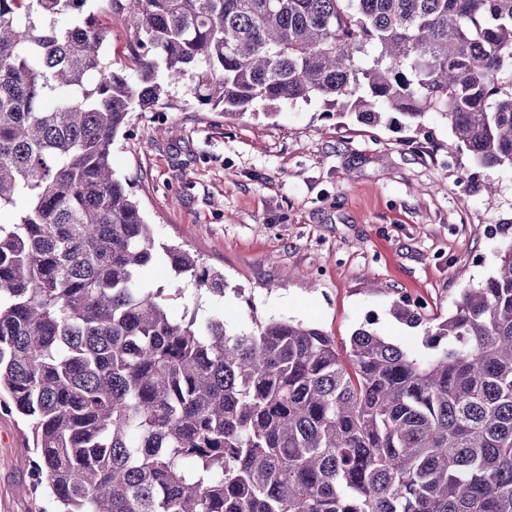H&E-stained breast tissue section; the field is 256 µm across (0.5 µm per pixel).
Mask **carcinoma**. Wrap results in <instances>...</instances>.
I'll list each match as a JSON object with an SVG mask.
<instances>
[{
	"label": "carcinoma",
	"mask_w": 512,
	"mask_h": 512,
	"mask_svg": "<svg viewBox=\"0 0 512 512\" xmlns=\"http://www.w3.org/2000/svg\"><path fill=\"white\" fill-rule=\"evenodd\" d=\"M186 78L227 118L314 102L419 135L437 115L441 150L512 169V0H0V409L32 429L30 492L54 512H512V249L443 320L394 303L431 323L427 355L174 320L149 265L219 297L224 272L158 254L112 145ZM104 22L111 27L112 66L122 67L128 61L130 34L118 17L112 18V22Z\"/></svg>",
	"instance_id": "1"
}]
</instances>
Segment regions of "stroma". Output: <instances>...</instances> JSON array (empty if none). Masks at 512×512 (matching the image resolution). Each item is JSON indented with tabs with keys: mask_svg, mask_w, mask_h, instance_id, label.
I'll return each mask as SVG.
<instances>
[{
	"mask_svg": "<svg viewBox=\"0 0 512 512\" xmlns=\"http://www.w3.org/2000/svg\"><path fill=\"white\" fill-rule=\"evenodd\" d=\"M168 101L131 115L112 167L131 180L157 244L224 272L218 297L174 281L165 263L147 268L148 281L182 288L169 302L174 319L197 307L239 333L291 318L341 351L365 326L422 355L426 324L398 321L393 303L447 317L461 288L491 275L512 245L499 229L512 217V172L436 150L449 136L438 118L415 148L407 132L329 119L315 104L227 118L199 106L187 80ZM33 457L25 423L0 412V512H47L27 490Z\"/></svg>",
	"mask_w": 512,
	"mask_h": 512,
	"instance_id": "35a3bbf8",
	"label": "stroma"
}]
</instances>
